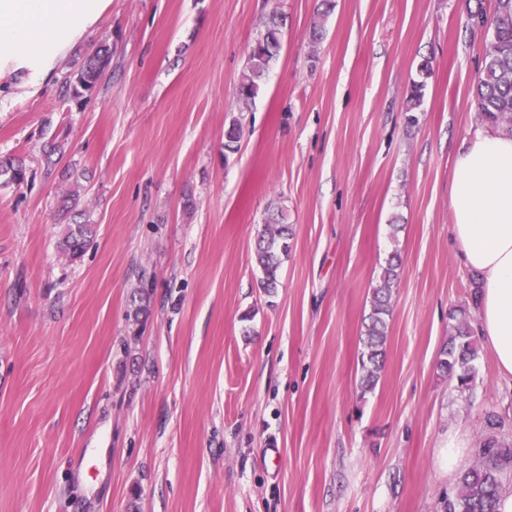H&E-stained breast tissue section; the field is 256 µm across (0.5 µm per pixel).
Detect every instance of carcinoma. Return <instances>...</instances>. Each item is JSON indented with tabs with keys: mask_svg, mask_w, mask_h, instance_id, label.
Returning a JSON list of instances; mask_svg holds the SVG:
<instances>
[{
	"mask_svg": "<svg viewBox=\"0 0 512 512\" xmlns=\"http://www.w3.org/2000/svg\"><path fill=\"white\" fill-rule=\"evenodd\" d=\"M472 25L490 33L485 49L484 65L474 89L477 118L503 135L512 136V0H496L492 15L482 7L468 11ZM283 19L273 11L264 21L260 35L249 45L246 66L238 82L237 102L246 106L258 94L270 65L281 48ZM112 66V52L103 46L89 57L73 75V98L81 103L91 95L104 72ZM424 83L413 84L408 99V122L423 98ZM0 177L5 185H20L27 180L23 163L0 158ZM96 236L94 224H69L61 239V248L73 257L81 255ZM292 228L286 213L278 209L269 214L258 231L254 251L256 266L262 273L261 288L276 290L281 256L288 253ZM398 265L388 261L380 284L373 289L371 313L362 337V392L375 388L384 366L388 320L392 314V289L398 278ZM452 325L448 344L441 352L437 368L458 389H471L475 384L477 347L475 331L466 309L450 314ZM504 424L501 417L487 418V433L477 444L474 460L461 470L455 491L445 501V512H497V501L512 480V447L499 440L496 432Z\"/></svg>",
	"mask_w": 512,
	"mask_h": 512,
	"instance_id": "cac0c4a2",
	"label": "carcinoma"
}]
</instances>
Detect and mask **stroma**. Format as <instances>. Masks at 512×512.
Masks as SVG:
<instances>
[{
  "label": "stroma",
  "instance_id": "35a3bbf8",
  "mask_svg": "<svg viewBox=\"0 0 512 512\" xmlns=\"http://www.w3.org/2000/svg\"><path fill=\"white\" fill-rule=\"evenodd\" d=\"M319 2L111 0L38 94L0 102V157L28 168L0 186V512H443L449 435L476 446L494 413L512 445L491 350L472 390L437 369L474 293L448 197L487 33L469 0H335L315 45ZM273 9L281 49L241 111ZM104 44L112 69L76 104L64 78ZM69 196L97 226L74 260ZM276 205L293 237L269 296L253 252ZM394 254L365 393L361 336ZM393 256L383 269L380 284L374 288L371 299V313L362 337L363 353L361 356L362 376L360 387L362 392L375 388L384 366L387 342V328L392 314V289L398 278V264L393 263Z\"/></svg>",
  "mask_w": 512,
  "mask_h": 512
}]
</instances>
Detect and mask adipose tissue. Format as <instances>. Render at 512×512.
Here are the masks:
<instances>
[{"mask_svg":"<svg viewBox=\"0 0 512 512\" xmlns=\"http://www.w3.org/2000/svg\"><path fill=\"white\" fill-rule=\"evenodd\" d=\"M110 0H0V74L35 93ZM449 234L457 257L479 276L476 334L512 383V137L484 127L454 160Z\"/></svg>","mask_w":512,"mask_h":512,"instance_id":"adipose-tissue-1","label":"adipose tissue"}]
</instances>
